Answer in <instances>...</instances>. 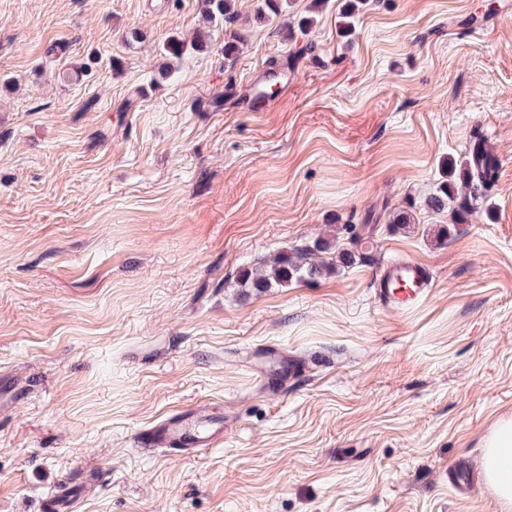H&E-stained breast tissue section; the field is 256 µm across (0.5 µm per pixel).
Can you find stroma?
Masks as SVG:
<instances>
[{
	"mask_svg": "<svg viewBox=\"0 0 512 512\" xmlns=\"http://www.w3.org/2000/svg\"><path fill=\"white\" fill-rule=\"evenodd\" d=\"M344 3L290 35L237 0V57L219 36L166 71L200 0H0V375L27 387L0 512L71 480L74 512H502L480 474L512 418V0H369L349 39ZM476 135L491 212L438 242L424 200ZM345 224L351 267L231 288ZM395 256L434 274L406 312L370 290ZM194 406L220 446L135 447Z\"/></svg>",
	"mask_w": 512,
	"mask_h": 512,
	"instance_id": "35a3bbf8",
	"label": "stroma"
}]
</instances>
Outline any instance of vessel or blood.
Instances as JSON below:
<instances>
[{
    "mask_svg": "<svg viewBox=\"0 0 512 512\" xmlns=\"http://www.w3.org/2000/svg\"><path fill=\"white\" fill-rule=\"evenodd\" d=\"M377 302L386 308L405 311L425 298L432 286L433 275L424 263L406 256L391 261L373 276ZM141 449L166 448L189 457L216 447L224 439L221 422L210 418L200 408H186L171 413L160 424L136 436ZM81 496V488L73 483L60 485L42 502L44 512H70Z\"/></svg>",
    "mask_w": 512,
    "mask_h": 512,
    "instance_id": "1",
    "label": "vessel or blood"
}]
</instances>
